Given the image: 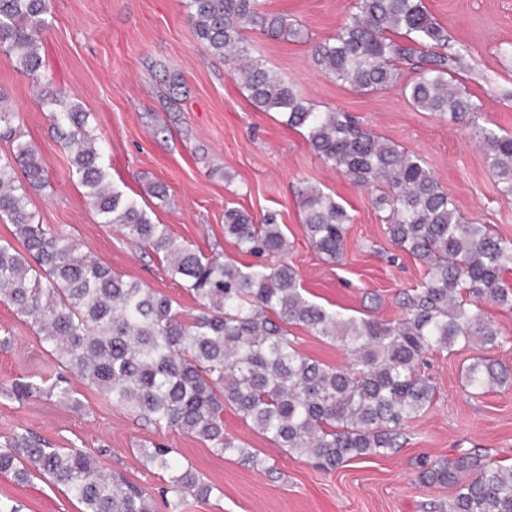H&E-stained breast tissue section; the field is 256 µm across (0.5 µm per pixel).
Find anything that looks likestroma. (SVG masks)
I'll list each match as a JSON object with an SVG mask.
<instances>
[{
    "instance_id": "obj_1",
    "label": "stroma",
    "mask_w": 512,
    "mask_h": 512,
    "mask_svg": "<svg viewBox=\"0 0 512 512\" xmlns=\"http://www.w3.org/2000/svg\"><path fill=\"white\" fill-rule=\"evenodd\" d=\"M259 3L263 12L297 20L311 37L299 43L251 31L269 67L320 107L348 112L421 155L464 217L512 240V197L499 191L469 130L450 118L415 111L399 89L360 93L316 71L312 44L335 34L354 0ZM425 3L462 54L465 84L483 103L481 125L512 133V0ZM41 41L51 91L88 112V131L108 144L104 165L112 181L140 201L149 183L167 187L170 202L155 208V223L170 225L182 243L248 265L252 256L224 237L225 210L244 209L257 220L275 214L290 243L285 260L310 300L347 316L402 317L400 291L420 285L426 270L389 241L374 192L315 156L302 133L283 127L277 113L251 106L223 62L194 36L184 0H50ZM170 72L181 75L184 94H170ZM0 92L16 114L22 140L34 143L48 165L49 187L30 194L41 224L68 235L124 278L167 295L176 307L193 308L158 256L131 243L118 227L100 223L38 104L37 87L2 52ZM308 187L331 194L353 217L341 262L325 261L304 234L298 193ZM483 313L499 331L498 346L426 355L422 372L436 399L406 428L402 448L325 472L276 447L229 407L224 431L243 442L256 463L216 454L179 431L142 425L78 380L72 383L81 402L77 408L46 398H6L3 390L14 380L53 375L60 367L30 324L0 303V329L12 336L9 347H0V439L19 428L30 430L56 447L81 448L149 489L163 486V474L144 465L138 447L164 443L220 488L205 501L187 498L183 512H447L454 490L421 483V457L448 459L466 448L512 465V383L479 396L465 385V368L474 357L494 358L512 370V312L487 304ZM5 497L21 502L23 512H80L63 488L39 478L20 484L0 474V498Z\"/></svg>"
}]
</instances>
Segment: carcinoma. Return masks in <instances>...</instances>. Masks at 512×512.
<instances>
[{"mask_svg": "<svg viewBox=\"0 0 512 512\" xmlns=\"http://www.w3.org/2000/svg\"><path fill=\"white\" fill-rule=\"evenodd\" d=\"M185 8L198 42L224 62L253 108L278 113L282 125L302 131L324 163L377 192L389 240L426 266L423 284L402 292L404 316L392 322L346 317L308 300L284 261L246 266L179 242L169 225L154 223L146 207L109 178L103 143L86 133L89 114L78 103L59 107L54 94L39 96V103L70 150L72 173L100 223L119 227L162 257L196 307L177 308L168 296L124 279L75 240L39 223L29 210V190L48 185L47 163L33 143L20 140L2 93L0 138L15 147L0 156V218L14 228L13 239H0V302L36 328L67 372L112 404L145 425L206 442L220 455L257 462L224 433L227 405L278 447L325 471L394 452L408 424L435 398L421 373L425 355L498 345L499 332L481 303L512 311V286L504 279L512 271V241L465 219L422 156L348 112L318 108L266 65L249 31L310 41L288 15L261 11L259 0H185ZM49 15L50 0H0V50L39 85L48 81L41 34ZM312 58L322 75L357 92L398 86L416 111L448 116L473 131L500 192L512 196V134L479 124L482 105L466 90L462 55L450 52L447 31L423 0H355L336 33L313 46ZM404 63L417 71L415 78L403 80ZM299 207L313 249L329 262L340 260L352 222L346 208L313 188L301 195ZM224 237L249 255L282 257L289 247L274 215L257 224L242 209L224 212ZM293 325L340 346L348 364L303 354L289 336ZM511 378L490 357H476L466 369V382L478 394ZM5 394L79 404L63 375L23 378ZM138 452L165 474L168 512H182L189 495L206 500L221 492L162 443ZM417 469L421 482L455 489L449 512H512V466L460 448L447 461L422 458ZM0 473L20 483L39 477L60 486L81 512H152L147 489L80 448H57L28 430L0 444Z\"/></svg>", "mask_w": 512, "mask_h": 512, "instance_id": "obj_1", "label": "carcinoma"}]
</instances>
